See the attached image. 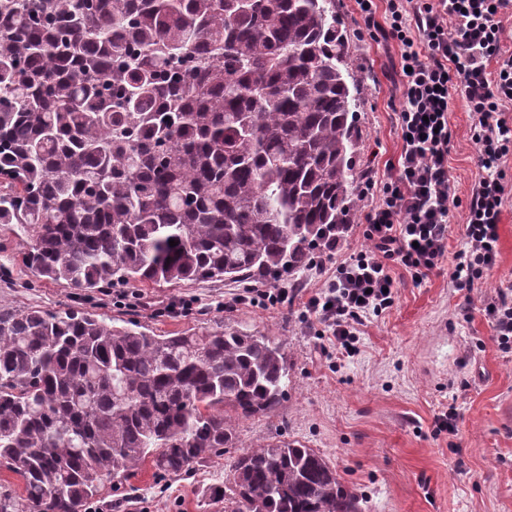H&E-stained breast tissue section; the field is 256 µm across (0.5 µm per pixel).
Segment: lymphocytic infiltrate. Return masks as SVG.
I'll use <instances>...</instances> for the list:
<instances>
[{
	"label": "lymphocytic infiltrate",
	"mask_w": 512,
	"mask_h": 512,
	"mask_svg": "<svg viewBox=\"0 0 512 512\" xmlns=\"http://www.w3.org/2000/svg\"><path fill=\"white\" fill-rule=\"evenodd\" d=\"M364 27L399 48L403 137L393 174L385 183L366 178L365 250L338 262L327 286L306 302L337 349L352 351L368 315L395 302L392 264L413 282L439 269L448 241L452 193L448 151L449 104L462 96L479 146L475 181L466 205L464 246L454 257L451 283L474 288L489 276L499 254L505 165L512 157V52L504 50L500 17L512 0H387L377 20L373 0H355ZM483 312L503 350H512V289L485 299Z\"/></svg>",
	"instance_id": "obj_1"
}]
</instances>
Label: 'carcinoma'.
I'll use <instances>...</instances> for the list:
<instances>
[{
  "label": "carcinoma",
  "instance_id": "1",
  "mask_svg": "<svg viewBox=\"0 0 512 512\" xmlns=\"http://www.w3.org/2000/svg\"><path fill=\"white\" fill-rule=\"evenodd\" d=\"M336 0H0V224L68 288L291 276L354 207L356 108ZM177 245H169V240ZM268 337L158 335L80 309L0 308V512H87L147 461L238 447L282 399ZM224 512H362L320 452L240 451Z\"/></svg>",
  "mask_w": 512,
  "mask_h": 512
}]
</instances>
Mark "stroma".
I'll return each mask as SVG.
<instances>
[{
    "mask_svg": "<svg viewBox=\"0 0 512 512\" xmlns=\"http://www.w3.org/2000/svg\"><path fill=\"white\" fill-rule=\"evenodd\" d=\"M336 14L350 47V71L366 86L357 108L356 171L384 181L401 149L398 48L359 24L354 0H336ZM448 121V170L464 200L477 174L478 146L461 98L453 99ZM506 171L508 194L491 275L468 294L452 287L451 263L465 225L463 209H453L440 269L416 284L394 266L395 303L366 318L351 356L333 348L321 352V327L303 312L307 299L335 275L337 261L365 247L360 203L323 275L304 270L264 280L267 288L292 289L291 300L278 308L239 302L243 282L67 288L22 264L26 239L12 224L0 227V306L79 308L118 327L134 324L169 336L218 324L261 332L282 344L291 381L272 410L235 420L240 446L287 440L319 451L361 496L364 512H512V351L499 348L481 310L484 296L512 286V158ZM452 402L459 412L456 431L436 433L437 415ZM223 479L220 458L192 475L166 479L147 463L133 480L136 496L121 488L108 500L111 512H224L211 497L212 486Z\"/></svg>",
    "mask_w": 512,
    "mask_h": 512,
    "instance_id": "1",
    "label": "stroma"
}]
</instances>
